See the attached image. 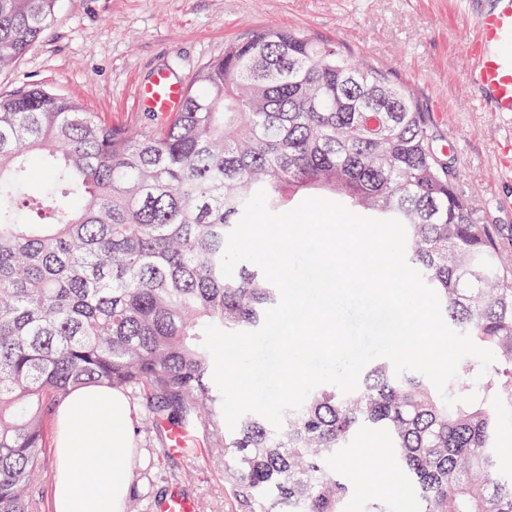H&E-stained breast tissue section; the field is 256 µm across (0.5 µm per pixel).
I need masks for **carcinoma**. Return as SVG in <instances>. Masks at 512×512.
<instances>
[{
    "instance_id": "carcinoma-1",
    "label": "carcinoma",
    "mask_w": 512,
    "mask_h": 512,
    "mask_svg": "<svg viewBox=\"0 0 512 512\" xmlns=\"http://www.w3.org/2000/svg\"><path fill=\"white\" fill-rule=\"evenodd\" d=\"M58 2L0 0L1 71L51 28ZM431 127L386 70L278 28L225 44L154 131L108 126L41 86L1 97L0 512L40 508L47 424L88 384L134 390L158 430L207 420L240 512H345L344 461L370 429L415 512H512L495 442L499 408H512V267ZM35 158L49 178L31 194ZM260 189L275 213L323 197L401 220L448 325L495 362L442 394L382 359L350 394L317 387L279 430L247 413L221 431L203 329L254 331L279 301L257 265L221 270ZM471 392L472 404L443 398Z\"/></svg>"
}]
</instances>
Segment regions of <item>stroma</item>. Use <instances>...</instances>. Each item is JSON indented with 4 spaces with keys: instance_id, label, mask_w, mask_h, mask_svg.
<instances>
[{
    "instance_id": "1",
    "label": "stroma",
    "mask_w": 512,
    "mask_h": 512,
    "mask_svg": "<svg viewBox=\"0 0 512 512\" xmlns=\"http://www.w3.org/2000/svg\"><path fill=\"white\" fill-rule=\"evenodd\" d=\"M461 0H60L47 33L12 69L0 73V95L39 85L75 97L115 127H146L138 85L161 70L186 81L223 55L228 41L257 28L301 30L376 64L405 86L433 117L439 142L455 137L450 160L458 189L480 217L494 224L504 252H512V174L500 172L512 154V117L488 112L470 82L463 44L472 36ZM133 424L136 454L125 512H153L155 499L194 493L199 512H233L224 487V462L207 448L197 425L195 461L163 453L165 438ZM378 432H365L345 462L351 493L346 512L385 499L394 512H413L414 491L375 450Z\"/></svg>"
}]
</instances>
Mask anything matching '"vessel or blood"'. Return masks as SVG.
Instances as JSON below:
<instances>
[{
	"mask_svg": "<svg viewBox=\"0 0 512 512\" xmlns=\"http://www.w3.org/2000/svg\"><path fill=\"white\" fill-rule=\"evenodd\" d=\"M466 49L474 60L470 81L489 110L512 114V0H497L493 8L476 13L474 34ZM184 95V85L163 71L138 90L139 98L160 112L178 111ZM154 510L198 512V503L192 497L175 494L157 501Z\"/></svg>",
	"mask_w": 512,
	"mask_h": 512,
	"instance_id": "1",
	"label": "vessel or blood"
}]
</instances>
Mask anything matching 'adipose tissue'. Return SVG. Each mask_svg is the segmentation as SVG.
<instances>
[{
  "mask_svg": "<svg viewBox=\"0 0 512 512\" xmlns=\"http://www.w3.org/2000/svg\"><path fill=\"white\" fill-rule=\"evenodd\" d=\"M132 429L121 391L89 386L69 395L55 416L53 512H124Z\"/></svg>",
  "mask_w": 512,
  "mask_h": 512,
  "instance_id": "1",
  "label": "adipose tissue"
}]
</instances>
